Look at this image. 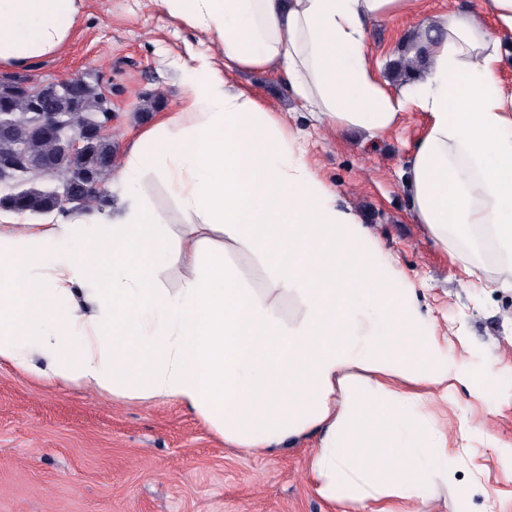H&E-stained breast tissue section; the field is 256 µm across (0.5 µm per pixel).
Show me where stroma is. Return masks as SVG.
I'll use <instances>...</instances> for the list:
<instances>
[{
  "label": "stroma",
  "instance_id": "1",
  "mask_svg": "<svg viewBox=\"0 0 512 512\" xmlns=\"http://www.w3.org/2000/svg\"><path fill=\"white\" fill-rule=\"evenodd\" d=\"M487 0H416L412 11L369 27L365 44L388 89L416 79L412 61L428 27L448 12L482 10ZM199 33L157 0H82L76 31L60 53L26 68L37 83L92 70L112 102V169L137 137L181 109L183 73L207 55ZM228 80L269 108L292 136V151L377 239L414 288L450 363L476 377L448 381L435 406L457 456V476L430 512H512V261L492 243L436 244L413 216L405 172L427 115L404 112L384 136L337 133L297 103L277 73L240 72ZM161 96L149 119L146 95ZM151 208L171 232L184 213L167 182H146ZM313 440L273 453L224 445L192 412L172 401L112 398L82 386L48 387L0 364V512H340L307 476Z\"/></svg>",
  "mask_w": 512,
  "mask_h": 512
}]
</instances>
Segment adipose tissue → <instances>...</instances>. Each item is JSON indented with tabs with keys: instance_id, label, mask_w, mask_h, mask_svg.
Returning <instances> with one entry per match:
<instances>
[{
	"instance_id": "obj_1",
	"label": "adipose tissue",
	"mask_w": 512,
	"mask_h": 512,
	"mask_svg": "<svg viewBox=\"0 0 512 512\" xmlns=\"http://www.w3.org/2000/svg\"><path fill=\"white\" fill-rule=\"evenodd\" d=\"M412 0H159L213 53L186 70L179 120L132 146L123 203L0 225V363L50 386L174 401L226 444L275 451L312 438L315 492L361 512L427 508L454 480L448 350L363 224L292 159L272 113L224 71L280 72L339 131L375 137L409 105L428 114L409 161L413 213L432 238L484 230L512 258V93L497 78L512 0L455 12L424 78L402 96L376 77L366 26ZM80 0H0V70L60 52ZM189 222L170 234L136 191L147 172ZM262 264L251 287L238 261ZM179 263L181 288L157 272Z\"/></svg>"
}]
</instances>
